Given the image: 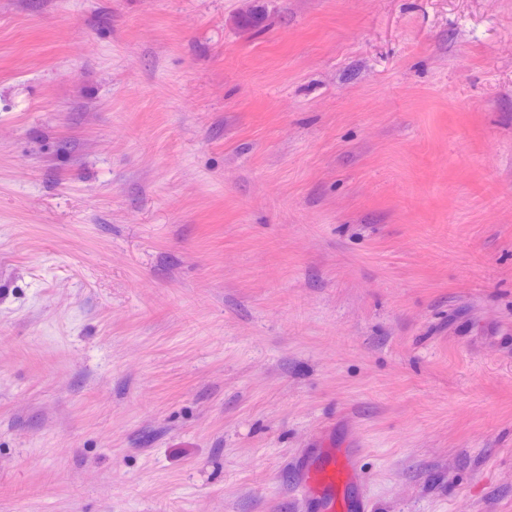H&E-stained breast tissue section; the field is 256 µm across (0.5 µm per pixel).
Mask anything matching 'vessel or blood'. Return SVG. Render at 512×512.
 I'll use <instances>...</instances> for the list:
<instances>
[{"label": "vessel or blood", "instance_id": "b4317fda", "mask_svg": "<svg viewBox=\"0 0 512 512\" xmlns=\"http://www.w3.org/2000/svg\"><path fill=\"white\" fill-rule=\"evenodd\" d=\"M359 453V448H339L319 436L293 459L307 512H366Z\"/></svg>", "mask_w": 512, "mask_h": 512}]
</instances>
